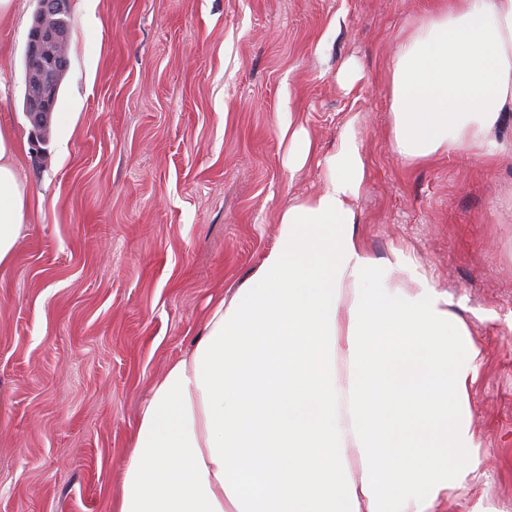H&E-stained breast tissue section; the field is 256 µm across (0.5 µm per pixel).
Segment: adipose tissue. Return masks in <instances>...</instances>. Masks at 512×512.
Instances as JSON below:
<instances>
[{
	"label": "adipose tissue",
	"mask_w": 512,
	"mask_h": 512,
	"mask_svg": "<svg viewBox=\"0 0 512 512\" xmlns=\"http://www.w3.org/2000/svg\"><path fill=\"white\" fill-rule=\"evenodd\" d=\"M405 164L491 162L512 120V0H431L387 64ZM0 127V271L36 208ZM320 192L288 203L252 273L142 404L116 512H442L480 462L467 321L404 256L357 231L356 120Z\"/></svg>",
	"instance_id": "ef3b65f1"
}]
</instances>
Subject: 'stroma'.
<instances>
[{"label":"stroma","mask_w":512,"mask_h":512,"mask_svg":"<svg viewBox=\"0 0 512 512\" xmlns=\"http://www.w3.org/2000/svg\"><path fill=\"white\" fill-rule=\"evenodd\" d=\"M428 0H69L45 135L26 116L36 0L0 26V125L41 211L0 271V512H114L142 403L250 275L323 169L286 166L280 114L320 152L359 117V229L447 290L482 342L468 414L483 476L459 512H512V149L408 166L386 64ZM357 61L354 91L336 72Z\"/></svg>","instance_id":"35a3bbf8"}]
</instances>
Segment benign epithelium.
<instances>
[{
  "label": "benign epithelium",
  "instance_id": "benign-epithelium-1",
  "mask_svg": "<svg viewBox=\"0 0 512 512\" xmlns=\"http://www.w3.org/2000/svg\"><path fill=\"white\" fill-rule=\"evenodd\" d=\"M68 0H37L34 23L30 30L26 53V115L37 130L47 126L55 110L58 86L50 78L54 69L67 66L70 28L64 22Z\"/></svg>",
  "mask_w": 512,
  "mask_h": 512
}]
</instances>
